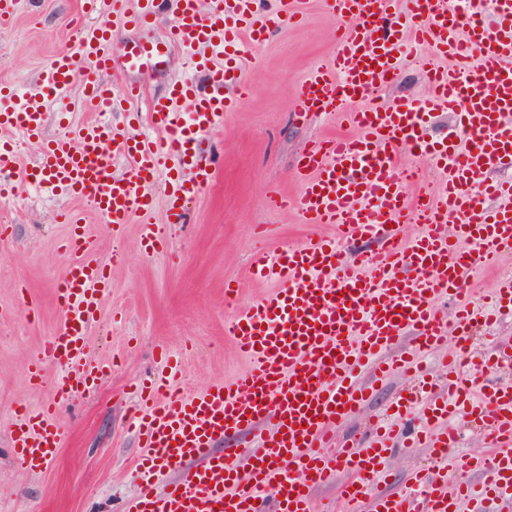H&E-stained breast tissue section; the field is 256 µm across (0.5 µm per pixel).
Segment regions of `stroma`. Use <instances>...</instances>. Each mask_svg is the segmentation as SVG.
<instances>
[{
  "instance_id": "35a3bbf8",
  "label": "stroma",
  "mask_w": 512,
  "mask_h": 512,
  "mask_svg": "<svg viewBox=\"0 0 512 512\" xmlns=\"http://www.w3.org/2000/svg\"><path fill=\"white\" fill-rule=\"evenodd\" d=\"M81 4L24 0L8 27L0 29V88L37 93L46 61L75 37L69 22ZM303 8L302 24L275 30L256 45L244 43L247 97L239 111L225 116L221 131L198 144L200 153L218 158L220 174L191 203L185 223L167 224L163 185L153 186V221L170 242L166 252L145 255L137 224L116 239L103 218L88 212L89 232L110 277L88 331L89 352L116 364L92 394L57 400L54 380L61 369L49 360H43L42 385L28 380L32 362L43 359L42 346L61 321L54 287L65 266L60 246L68 226L58 214L86 210L87 204L68 196L44 199L28 186L0 199V225L6 228L0 234V512H123L139 492L137 471L144 455L131 422L134 384L171 373L178 390L190 395L245 370L247 362L224 326L236 311L275 287L251 272L252 253L278 252L318 231L299 216L271 209L267 191L275 186L296 193L297 154L338 129L333 113L296 107L302 83L335 48L334 22L323 0H304ZM404 50L397 81L379 93L383 101L428 92L419 63L422 50L409 44ZM190 55L173 45L160 70L131 73L147 96L135 107L141 119L132 123V134L149 132V99L167 93L186 72ZM94 116L81 86H74L59 111L49 113L44 135H62ZM228 281L239 285L237 298L229 301L224 298ZM414 383L410 373L392 372L378 382L362 411L335 423L336 434L367 441L370 424L386 421L390 405ZM54 401L66 442L41 471L27 472L13 454L10 426L22 410ZM452 425L457 439L439 458L429 449L392 441V476L384 492L412 493V476L421 469L440 472L453 484L459 477L457 458H492L493 449L471 417H457Z\"/></svg>"
}]
</instances>
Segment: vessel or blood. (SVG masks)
I'll return each mask as SVG.
<instances>
[{
  "mask_svg": "<svg viewBox=\"0 0 512 512\" xmlns=\"http://www.w3.org/2000/svg\"><path fill=\"white\" fill-rule=\"evenodd\" d=\"M135 2L123 23L137 39L118 49L107 23L85 29L69 51L46 62L40 93L0 112V129L41 138L44 115L74 86L79 59L89 71L84 99L98 110L114 112L139 98V83L112 89L95 74L165 65L166 47L141 34L171 8L170 40L191 49L192 75L175 79L166 96L152 100L159 138L89 122L44 141L23 175L44 196L88 202L107 218L113 236L139 222L141 244L154 255L168 244L152 221L153 183L165 179L168 223H184L188 202L216 179V166L202 159L197 143L223 126L247 91L238 55L242 37L263 40L271 28L298 23L302 10L300 0H273L267 11L256 0H210L206 8L200 0ZM492 4L496 20L489 24L480 14L459 17L448 0H405L403 17L391 13V0H327L336 49L301 85L296 103L304 112L337 111L349 131L313 141L295 162L298 194L271 190L267 202L334 233L254 257L258 274L277 286L224 328L249 361L244 373L189 396L170 393L163 382L143 396L148 412L139 426L149 450L140 472L144 489L125 512H266L261 491L271 486L279 512H309L307 487L332 480L340 461L351 472L341 487L345 512L368 495L374 498L371 512H462L464 502L512 494V455L505 454L493 459L482 483L463 478L451 488L422 478L418 496L377 497L373 490L386 475L385 441L355 455L329 434L332 421L356 413L370 397L355 383L356 371L404 329L415 332L414 352L451 343L463 353L480 321L512 308L511 277L498 282L486 308L461 298L473 271L495 268L512 254V181L490 178L512 167V0ZM409 37L453 64L427 71L426 97L380 104L373 95L397 76ZM362 98L367 107L354 109ZM441 108L456 112L462 138L426 140L424 130ZM170 156L176 159L171 167ZM411 156L443 170L444 179L410 188L405 173ZM16 164L13 151L1 145V192L13 189ZM63 218L70 235L56 286L62 324L43 352L62 368L55 388L65 399L95 391L111 364L85 355L86 333L109 281L82 213L69 210ZM404 221L418 227L407 239L396 230ZM440 295L459 297L454 319L435 309ZM448 369L457 376V401L421 408L409 398L404 410L421 411L429 422L467 406L490 446L511 447L512 386L476 389L460 377L457 360ZM56 412L50 403L14 423L11 445L26 471H40L62 447L65 431ZM229 433L240 437L239 448L213 454V444ZM163 469L182 477L157 497L149 483Z\"/></svg>",
  "mask_w": 512,
  "mask_h": 512,
  "instance_id": "1",
  "label": "vessel or blood"
}]
</instances>
